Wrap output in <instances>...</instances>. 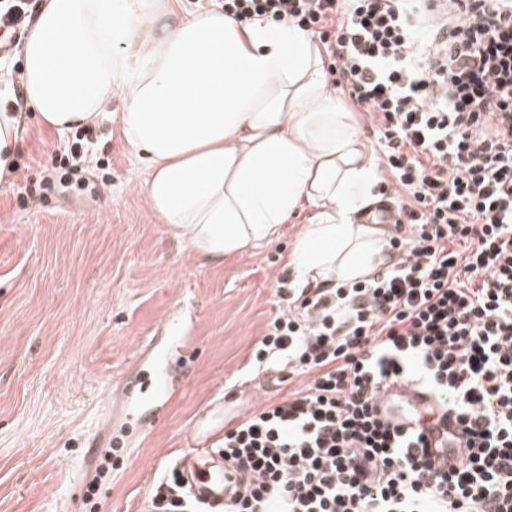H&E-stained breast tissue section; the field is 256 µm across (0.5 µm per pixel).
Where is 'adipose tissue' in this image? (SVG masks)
I'll return each mask as SVG.
<instances>
[{"instance_id":"1","label":"adipose tissue","mask_w":512,"mask_h":512,"mask_svg":"<svg viewBox=\"0 0 512 512\" xmlns=\"http://www.w3.org/2000/svg\"><path fill=\"white\" fill-rule=\"evenodd\" d=\"M172 0H43L22 45L28 105L73 130L120 95L116 119L150 209L220 261L275 242L296 284L356 281L387 263L370 223L380 171L330 92L314 38L292 23L202 9L170 26Z\"/></svg>"}]
</instances>
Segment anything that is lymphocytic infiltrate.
Instances as JSON below:
<instances>
[{"label":"lymphocytic infiltrate","mask_w":512,"mask_h":512,"mask_svg":"<svg viewBox=\"0 0 512 512\" xmlns=\"http://www.w3.org/2000/svg\"><path fill=\"white\" fill-rule=\"evenodd\" d=\"M224 0L238 21L318 34L332 84L369 113L404 199L368 278L278 288L251 369L304 378L225 430L250 476L224 512H512V0ZM406 383L433 404L400 430L374 412ZM454 417L457 467L427 432Z\"/></svg>","instance_id":"f902f5d3"}]
</instances>
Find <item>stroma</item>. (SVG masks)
<instances>
[{
    "label": "stroma",
    "mask_w": 512,
    "mask_h": 512,
    "mask_svg": "<svg viewBox=\"0 0 512 512\" xmlns=\"http://www.w3.org/2000/svg\"><path fill=\"white\" fill-rule=\"evenodd\" d=\"M110 112L95 123L81 185L44 188L66 133L20 116L16 172L0 178V512H155L186 430L225 391L238 411L280 401L287 385L250 377L251 351L276 315V280L301 225L212 262L147 206L145 177ZM185 385L133 446L92 452L123 408L116 384L168 316Z\"/></svg>",
    "instance_id": "35a3bbf8"
}]
</instances>
